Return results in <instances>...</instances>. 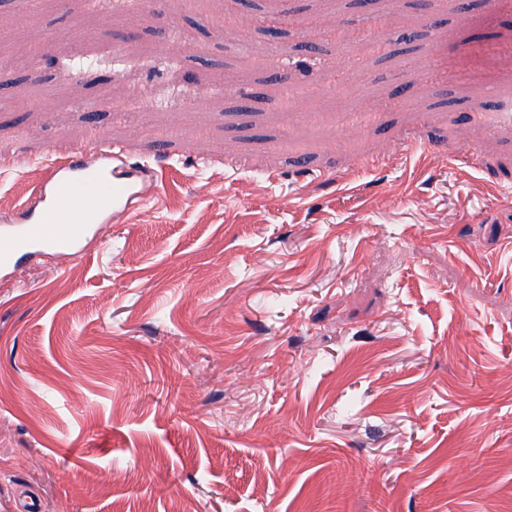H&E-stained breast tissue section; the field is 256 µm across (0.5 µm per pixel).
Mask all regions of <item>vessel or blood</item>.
I'll return each instance as SVG.
<instances>
[{
  "label": "vessel or blood",
  "mask_w": 512,
  "mask_h": 512,
  "mask_svg": "<svg viewBox=\"0 0 512 512\" xmlns=\"http://www.w3.org/2000/svg\"><path fill=\"white\" fill-rule=\"evenodd\" d=\"M152 187L151 168L131 163L122 148L104 139L54 160L30 201L0 218V274L13 273L30 254L73 250L90 225L120 222L143 206ZM59 212L69 223H53Z\"/></svg>",
  "instance_id": "vessel-or-blood-1"
}]
</instances>
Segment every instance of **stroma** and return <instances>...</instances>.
Listing matches in <instances>:
<instances>
[{"label":"stroma","mask_w":512,"mask_h":512,"mask_svg":"<svg viewBox=\"0 0 512 512\" xmlns=\"http://www.w3.org/2000/svg\"><path fill=\"white\" fill-rule=\"evenodd\" d=\"M347 2L262 0L297 18L284 112L227 0H44L41 63L0 72V216L99 131L158 177L0 276V512H512V7L379 0L443 25L381 63L291 52L368 26ZM58 35L123 61L73 73Z\"/></svg>","instance_id":"stroma-1"}]
</instances>
